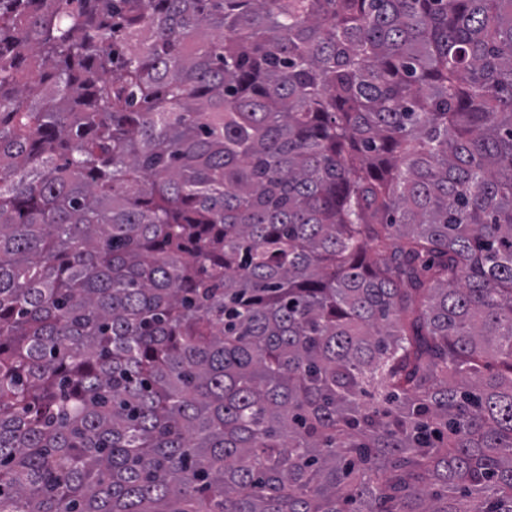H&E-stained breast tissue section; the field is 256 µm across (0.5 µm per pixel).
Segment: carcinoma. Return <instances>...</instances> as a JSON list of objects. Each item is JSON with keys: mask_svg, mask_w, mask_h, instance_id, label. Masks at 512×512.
<instances>
[{"mask_svg": "<svg viewBox=\"0 0 512 512\" xmlns=\"http://www.w3.org/2000/svg\"><path fill=\"white\" fill-rule=\"evenodd\" d=\"M0 512H512V0H0Z\"/></svg>", "mask_w": 512, "mask_h": 512, "instance_id": "obj_1", "label": "carcinoma"}]
</instances>
